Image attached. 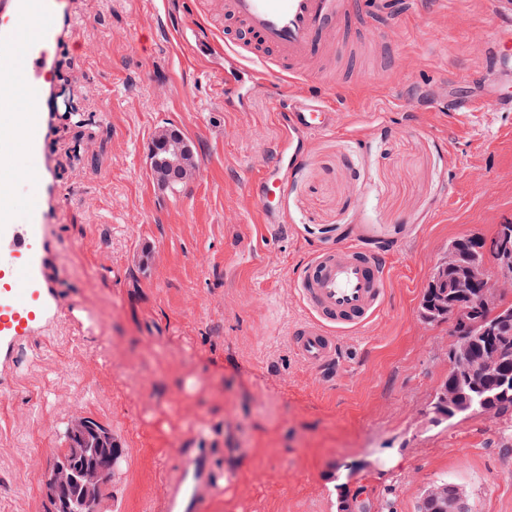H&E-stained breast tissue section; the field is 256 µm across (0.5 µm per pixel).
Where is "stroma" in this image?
<instances>
[{
	"instance_id": "obj_1",
	"label": "stroma",
	"mask_w": 512,
	"mask_h": 512,
	"mask_svg": "<svg viewBox=\"0 0 512 512\" xmlns=\"http://www.w3.org/2000/svg\"><path fill=\"white\" fill-rule=\"evenodd\" d=\"M74 12L57 86L79 114L53 120L61 209L36 243L57 308L35 335L0 341V512H47V472L84 416L122 452L108 512H161L198 448L226 478L209 512H340L341 493L360 490L373 512H418L443 478L467 512H512V416L431 421L455 338L418 312L449 239L491 236L512 215V111L493 109L470 42L499 31L486 0L385 7L382 39L290 84L335 85L339 118L273 200L278 234L246 185L279 121L262 90L225 109L224 32L202 0H74ZM163 130L197 164L178 190L150 168ZM38 165L18 147L0 160L21 223ZM347 243L384 256L386 299L322 371L289 344L307 316L294 282L314 252Z\"/></svg>"
}]
</instances>
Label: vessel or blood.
<instances>
[{"label":"vessel or blood","instance_id":"1","mask_svg":"<svg viewBox=\"0 0 512 512\" xmlns=\"http://www.w3.org/2000/svg\"><path fill=\"white\" fill-rule=\"evenodd\" d=\"M502 27L497 39L476 35L479 52L496 75L495 107L512 110V13L502 0H491ZM230 29L226 49L240 57L244 70L224 75V105L236 109L238 90L268 86L273 111L283 136L271 165L253 177L248 188L272 229L283 220L270 202L284 192V172L299 161L305 137L335 128L337 115L320 101L333 93L321 85L316 93L289 98L288 82L304 77L306 63L331 55L336 32L366 35L378 19L377 0H224ZM75 36L72 0H0V156L14 140L30 153L45 155L51 131L55 92V62L60 48ZM27 109L13 111L18 97ZM38 190L28 208V227L18 231L13 207L17 181L0 174V251L12 259L0 261V338L27 335L47 310L41 290L46 287L44 261L35 243L43 225L58 215L57 187L50 164L30 175ZM387 266L383 257L355 246L318 251L302 268L295 288L309 312L295 325L290 343L307 365L323 368L336 357L337 335L366 325L385 301ZM220 485L212 459L199 452L185 458L169 499L167 512H208Z\"/></svg>","mask_w":512,"mask_h":512}]
</instances>
